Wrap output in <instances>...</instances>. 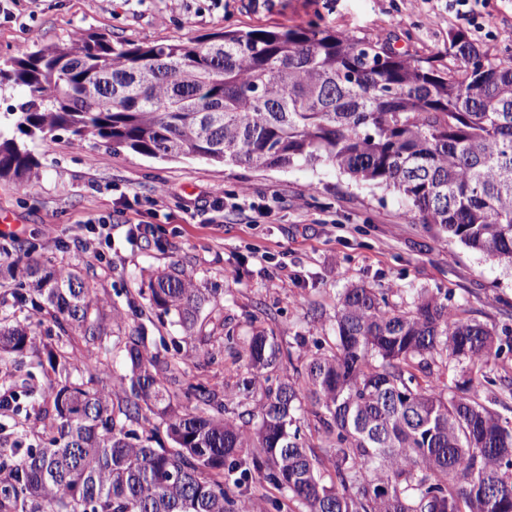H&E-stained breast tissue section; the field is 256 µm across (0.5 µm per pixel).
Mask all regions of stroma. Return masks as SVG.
Masks as SVG:
<instances>
[{
    "label": "stroma",
    "instance_id": "35a3bbf8",
    "mask_svg": "<svg viewBox=\"0 0 512 512\" xmlns=\"http://www.w3.org/2000/svg\"><path fill=\"white\" fill-rule=\"evenodd\" d=\"M7 7L0 61L24 47L66 44L76 29L116 45L308 23L420 52L443 49L457 29L493 54L512 42V0H489L474 16L458 14L453 0H9ZM33 150L39 175L28 188L0 179V213L21 226L18 236L0 238V258L81 271L123 312L110 327L124 332L140 322L132 309L145 304L143 271L180 263L199 287L224 298L211 314L213 358L189 360L190 381L230 385L247 375L243 342L259 330L274 332L305 365L333 336L338 299L355 285L382 289L400 310L432 294L486 324L499 349L491 375L512 379V268L410 223L391 192L324 166L264 170L155 159L93 141L78 147L64 130ZM242 186L251 196L240 208L213 210L214 190ZM100 216L112 225L111 243L90 225ZM138 221L146 233H133Z\"/></svg>",
    "mask_w": 512,
    "mask_h": 512
}]
</instances>
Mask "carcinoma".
Segmentation results:
<instances>
[{
	"label": "carcinoma",
	"mask_w": 512,
	"mask_h": 512,
	"mask_svg": "<svg viewBox=\"0 0 512 512\" xmlns=\"http://www.w3.org/2000/svg\"><path fill=\"white\" fill-rule=\"evenodd\" d=\"M3 86L26 97L0 129V178L21 188L38 169L28 142L59 130L79 147L153 158L325 165L397 192L412 222L512 266V54L462 30L431 55L317 24L120 47L83 33L0 62ZM25 276L17 304L58 332L39 347L32 323L0 325V361L31 353L52 376L3 380L0 416L24 398L49 437L38 449L0 442V512H250L256 482L281 494L267 512H512V424L469 387L497 384L485 371L493 331L433 296L403 311L381 289L348 288L305 386L288 381L290 353L262 330L247 344L250 376L226 391L183 382L189 356L152 352L142 325L108 341L78 271L32 259ZM139 294L189 333L223 305L177 262ZM76 337L90 360L77 359ZM114 352L129 367L118 390L101 377ZM438 356L468 362V384L427 381ZM241 394L259 399L243 407Z\"/></svg>",
	"instance_id": "obj_1"
}]
</instances>
